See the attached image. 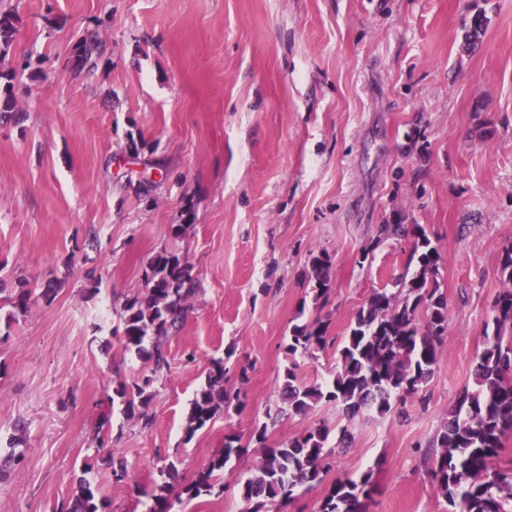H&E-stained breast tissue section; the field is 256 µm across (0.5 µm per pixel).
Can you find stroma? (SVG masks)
<instances>
[{"mask_svg":"<svg viewBox=\"0 0 512 512\" xmlns=\"http://www.w3.org/2000/svg\"><path fill=\"white\" fill-rule=\"evenodd\" d=\"M1 11L18 28L9 61L28 73L18 116L0 120V284L66 282L0 340V438L26 424V461L0 480V512H52L86 469L112 512H146L159 455L188 479L229 434L249 447L223 494L185 510L241 512L233 486L263 445L321 423L348 426L354 442L284 512H315L326 486L369 469V512H445L420 451L473 381L512 246V0H0ZM89 31L106 43L91 75L68 65ZM133 133L145 145L135 159ZM157 170L143 197L139 182ZM395 222L422 225L441 254L448 337L427 403L353 418L321 403L267 424L286 367L306 385L336 369L337 347L286 352L298 312L315 313L312 258L329 260V333L346 336L405 273L411 239L374 241ZM166 249L192 265L196 292L145 430L110 411L107 385L151 369L119 347L116 308ZM212 358L246 406L189 439ZM105 411L123 484L92 451ZM261 424L262 444L250 439Z\"/></svg>","mask_w":512,"mask_h":512,"instance_id":"stroma-1","label":"stroma"}]
</instances>
